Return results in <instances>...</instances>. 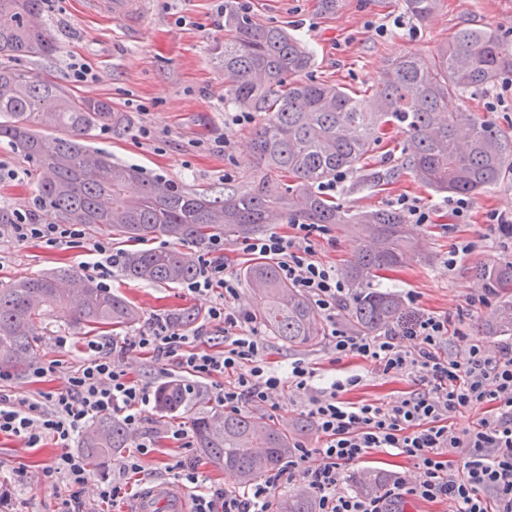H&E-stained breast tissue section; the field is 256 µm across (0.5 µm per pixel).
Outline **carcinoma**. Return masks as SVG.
Returning a JSON list of instances; mask_svg holds the SVG:
<instances>
[{
	"label": "carcinoma",
	"mask_w": 512,
	"mask_h": 512,
	"mask_svg": "<svg viewBox=\"0 0 512 512\" xmlns=\"http://www.w3.org/2000/svg\"><path fill=\"white\" fill-rule=\"evenodd\" d=\"M407 12L426 20L438 0H404ZM42 0H0V55L41 58L52 55L46 29L28 21ZM312 65L300 41L277 26L257 23L236 0H224V78L230 99L245 112L261 114L253 137L255 185H233L218 194L189 193L161 177L147 178L132 165L112 161L90 144L100 129L121 135L127 119L110 103L76 97L58 83L28 72L0 68V140L33 160L35 199L61 224H83L119 235L141 248L122 254L121 270L133 281L182 285L197 274L184 247L204 248L217 237H247L285 216L308 224H358L363 238L344 276L352 289L349 305L354 329L375 336L397 319L402 301L369 287L379 274L424 255L404 216L393 210L349 213L317 194L314 185L337 173H358L370 182L383 175L361 164L389 126L406 133L407 165L422 185L455 195H478L512 170V136L466 109L450 111L448 99L494 85L512 73V44L489 28H463L431 55L406 53L391 60L382 81L368 93H353L323 82L295 81ZM43 129L60 135L48 137ZM293 176L298 185L280 186ZM135 195L127 194L131 182ZM160 236L177 243L152 249ZM475 275L496 295L512 290V263L481 265ZM264 306L259 324L290 348L313 347L325 329L310 299L282 279L272 262H255L243 271ZM78 282L75 288L70 287ZM138 309L124 297L73 268L26 277L0 288V370L29 366L40 347L36 325L50 317L75 328L112 332L137 319ZM512 334V297L499 305L488 336ZM199 389L173 379L156 391V412L186 415L198 448L236 472L243 484L256 482L286 462L294 451L300 423L284 429L246 411H195ZM123 421L95 418L80 437V453L92 471L130 445ZM389 481L381 471L364 473L361 493L376 495ZM277 512H314L309 489L300 487L276 503Z\"/></svg>",
	"instance_id": "cac0c4a2"
}]
</instances>
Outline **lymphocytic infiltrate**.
Here are the masks:
<instances>
[{
  "label": "lymphocytic infiltrate",
  "mask_w": 512,
  "mask_h": 512,
  "mask_svg": "<svg viewBox=\"0 0 512 512\" xmlns=\"http://www.w3.org/2000/svg\"><path fill=\"white\" fill-rule=\"evenodd\" d=\"M15 217V223L0 225V246L36 240L71 248L86 237L84 225L43 222L35 207L16 211ZM326 232L323 224H297L292 235L249 238L241 250L276 259L280 275L323 313L337 358L369 361L382 374L409 378L414 388L393 405L352 402L346 394L361 384V375L328 379L318 387L316 369L304 360H294L282 371L267 366L264 340L250 313L230 304L238 296V279L224 259L223 241L213 240L199 256L197 274L186 288L198 295L223 288L224 300L209 308L210 319L224 326L223 349H199L167 321L140 331L125 341V348L173 359L181 371L195 377H224L219 400L230 410L246 405L277 408L283 389L292 387L306 398L321 443L313 449L297 446L287 467L240 490L206 486L194 465L176 463L177 480L193 492L194 512H271L286 482L308 486L316 512H392L396 503L407 499L445 502L451 512H512V338L488 345L466 329H449L447 319L430 313L379 336L337 328L336 312L349 289L335 267L317 257L316 239ZM450 338L458 343V352L441 354ZM115 350L111 341L89 343L82 364L71 371H59L54 363L33 365L36 377L59 376L60 384L52 391L19 401L0 391V436L30 449L48 441L59 447L36 469L24 463L14 469L18 484H26L34 471L42 482L67 487L56 512H83L87 468L69 444L92 418L117 414L132 433L141 431L149 388L115 362ZM463 411L474 413L477 420L460 430L451 420ZM377 448L406 458L412 474L394 476L379 496L347 488V468Z\"/></svg>",
  "instance_id": "f902f5d3"
}]
</instances>
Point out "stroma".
I'll return each mask as SVG.
<instances>
[{
  "label": "stroma",
  "mask_w": 512,
  "mask_h": 512,
  "mask_svg": "<svg viewBox=\"0 0 512 512\" xmlns=\"http://www.w3.org/2000/svg\"><path fill=\"white\" fill-rule=\"evenodd\" d=\"M137 2L143 31L133 40L118 24L91 13L86 0H44L40 19L56 46L54 55L39 60L0 57V66L49 77L77 96L110 101L116 111L128 117V131L120 137L100 131L93 144L111 154L113 160L139 168L143 176L160 177L201 193L223 189L228 182L250 186L259 178L251 158L253 127L234 121L236 108L224 85V64L219 58L224 29L217 24L216 0ZM242 2L259 23L285 28L306 46L313 57L308 79L331 81L350 92L376 85L391 58L409 51L433 53L463 27H487L512 42V0H439L436 12L422 23L406 13L403 0H336L330 10L323 9L321 0ZM72 58L94 69L95 83L80 86L72 81L67 70ZM144 125L154 130L153 139L140 138ZM219 141L224 144L220 151L214 148ZM406 142L404 133L388 128L364 161L366 169L386 172V179L369 182L350 176L330 198L337 206L354 212L389 208L402 196L417 201L430 216L428 224L413 229L425 262L414 261L385 272L375 278L373 288L402 298L415 294V310L447 317L451 327L468 328L474 338L494 344V337L484 336L482 327L494 319L495 307L464 317L458 311L467 292L480 285L474 267L502 261L504 247L512 248V237L488 225L485 218L492 209L512 214V173L474 197L468 223L459 224L448 206V194L422 186L403 165ZM0 160L20 173L17 180L0 182V209L25 208L34 198L33 162L4 142H0ZM471 237L480 238L479 247L463 256L456 269H449L451 245ZM100 238L99 231L91 227L79 247L53 248L35 241L11 244L0 253V284L59 266L88 273L87 249ZM355 246L353 226L332 224L318 241L317 256L341 270L352 259ZM110 285L113 293L133 302L140 312L133 325L113 331L117 340L148 329L155 317L183 312L198 313L199 325L206 328L199 348H212L224 334L220 325L208 319V310L220 299L221 289L198 295L181 285L133 282L117 267L112 270ZM38 334L42 344L39 362H57L65 371L78 367L91 339L89 333L61 323L40 328ZM61 336L66 337V345H58ZM264 341L265 358L272 368L287 367L289 361L301 358L328 376L361 374L362 384L349 394L355 401L392 404L413 388L408 378L383 375L371 363L356 358L335 362L325 342L312 349H297L270 335ZM115 358L152 388L182 375L173 360H158L137 350L116 353ZM186 424V418L163 417L154 407H147L142 435L153 442L155 452L144 463L139 488L173 481L172 467L183 460L194 464L207 484L238 489L236 475L207 459L198 446L182 449L170 439L171 427ZM56 451L52 444L22 451L16 441H0V490L10 493L0 512H55L64 487L37 479L20 486L14 482L13 470L28 461L50 459ZM125 462V455L114 456L103 471L90 474L82 497L85 512H132L134 496H123L111 504L97 496L104 478L121 480Z\"/></svg>",
  "instance_id": "stroma-1"
}]
</instances>
